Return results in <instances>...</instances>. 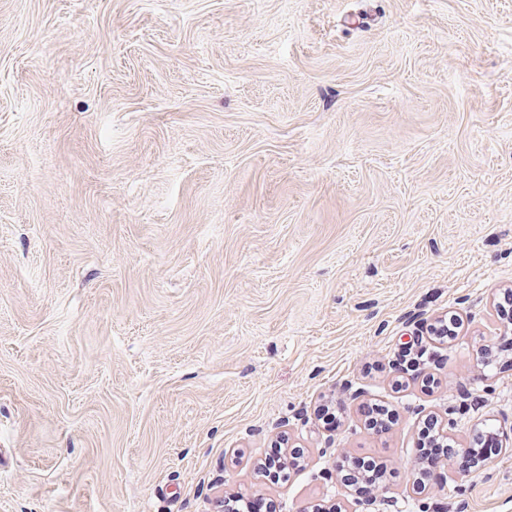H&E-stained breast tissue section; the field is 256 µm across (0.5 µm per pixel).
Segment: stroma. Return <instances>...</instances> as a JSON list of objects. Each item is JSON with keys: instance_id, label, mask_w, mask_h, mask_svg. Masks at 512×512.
<instances>
[{"instance_id": "35a3bbf8", "label": "stroma", "mask_w": 512, "mask_h": 512, "mask_svg": "<svg viewBox=\"0 0 512 512\" xmlns=\"http://www.w3.org/2000/svg\"><path fill=\"white\" fill-rule=\"evenodd\" d=\"M506 288L512 0H0V512H512ZM442 435H448V428L442 429ZM438 430L437 421L426 418L423 426L420 428V437L418 442V467L415 471L417 482L426 486V482L431 479L435 471L442 466L443 459H446L450 453V444L448 439L442 437ZM475 445L477 448H474V454L458 457V463L462 468H471V464H473L476 457L487 460L492 456H496L499 452L497 440L494 435L490 433L482 436L480 440H476ZM346 467L345 477L350 481V486L356 487V491L363 494H369L384 474L382 464H376L365 458L350 457Z\"/></svg>"}]
</instances>
